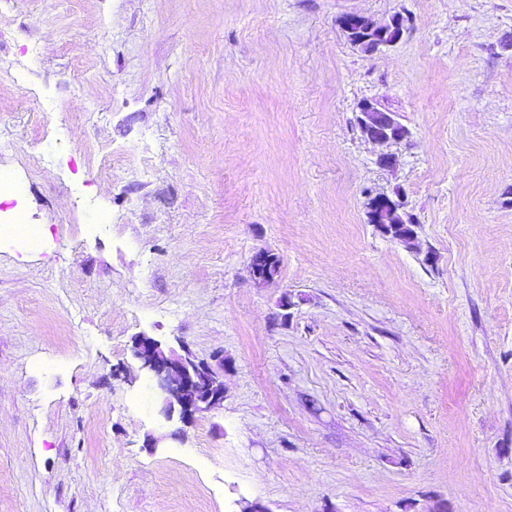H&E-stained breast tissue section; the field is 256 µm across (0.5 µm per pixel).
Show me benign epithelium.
I'll return each mask as SVG.
<instances>
[{"label":"benign epithelium","instance_id":"1","mask_svg":"<svg viewBox=\"0 0 512 512\" xmlns=\"http://www.w3.org/2000/svg\"><path fill=\"white\" fill-rule=\"evenodd\" d=\"M399 31L396 39L378 43L374 52L393 46L401 41L412 28L407 15H398ZM368 24L365 16L347 13L338 19V25L346 32H355ZM357 124L361 135L376 144L400 143L409 138L408 128L397 114L378 104L363 100L358 106ZM134 357L141 363L140 369L153 382L156 392V413L166 421L179 419L191 422L196 415L207 412L224 402V384L210 367L196 359L187 348L178 354L166 351L157 339L138 336L133 345Z\"/></svg>","mask_w":512,"mask_h":512}]
</instances>
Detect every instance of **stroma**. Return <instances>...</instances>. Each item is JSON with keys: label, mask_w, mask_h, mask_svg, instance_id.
Returning <instances> with one entry per match:
<instances>
[{"label": "stroma", "mask_w": 512, "mask_h": 512, "mask_svg": "<svg viewBox=\"0 0 512 512\" xmlns=\"http://www.w3.org/2000/svg\"><path fill=\"white\" fill-rule=\"evenodd\" d=\"M0 59V512H512V0H0ZM143 334L223 405L161 423ZM357 124L361 135L376 144L400 143L409 138L408 128L400 122L395 112H389L370 100L358 106Z\"/></svg>", "instance_id": "stroma-1"}]
</instances>
